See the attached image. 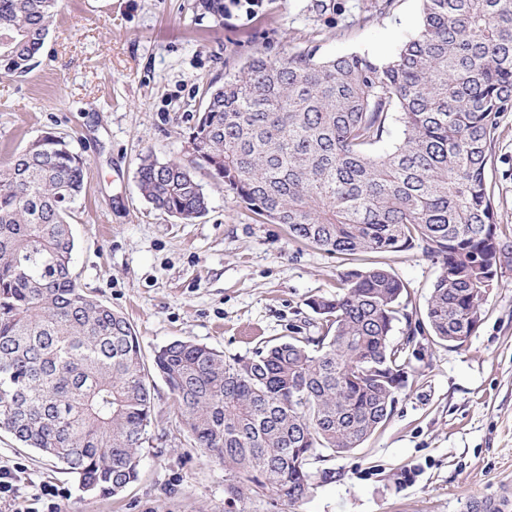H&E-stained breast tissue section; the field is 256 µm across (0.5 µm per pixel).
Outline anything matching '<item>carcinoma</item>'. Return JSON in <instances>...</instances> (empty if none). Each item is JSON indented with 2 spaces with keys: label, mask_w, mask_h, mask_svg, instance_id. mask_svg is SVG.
I'll use <instances>...</instances> for the list:
<instances>
[{
  "label": "carcinoma",
  "mask_w": 512,
  "mask_h": 512,
  "mask_svg": "<svg viewBox=\"0 0 512 512\" xmlns=\"http://www.w3.org/2000/svg\"><path fill=\"white\" fill-rule=\"evenodd\" d=\"M418 31L387 59L307 49L254 54L213 82L189 133L195 163L256 215L336 256L408 250L441 259L425 318L458 344L476 331L512 250L485 170L501 114L512 112V0H421ZM57 0H0V72L25 75ZM196 8L224 19V0ZM402 138L379 151L391 120ZM86 159L45 131L0 162V430L57 459L93 495L140 473L153 376L175 396L196 447L245 484L296 504L311 461L360 447L407 382L411 339L390 342L404 311L384 266L348 269L309 302L319 336L225 359L175 340L145 361L134 327L79 287L71 221ZM138 188L184 223L208 211L185 164L140 158Z\"/></svg>",
  "instance_id": "obj_1"
}]
</instances>
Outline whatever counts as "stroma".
<instances>
[{"instance_id":"35a3bbf8","label":"stroma","mask_w":512,"mask_h":512,"mask_svg":"<svg viewBox=\"0 0 512 512\" xmlns=\"http://www.w3.org/2000/svg\"><path fill=\"white\" fill-rule=\"evenodd\" d=\"M197 0H60L36 67L0 73V160L42 132L67 137L88 160L87 191L72 226L73 273L87 294L124 315L145 356L174 340L249 357L265 341L316 336L312 298L336 291L341 259L291 241L212 178L195 175L207 213L184 224L141 196V155L190 163V129L210 82L255 53L316 49L328 58L394 54L418 28L421 0H394L363 22L371 0H263L250 15L226 0L223 22ZM499 221L512 224V112L501 118L486 170ZM404 284L408 311L424 313L440 264L423 245L385 255ZM412 340L408 384L386 424L350 452L310 465L297 504L244 493L229 501L222 464L196 448L173 395L154 381V420L139 480L121 494L84 493L61 464L0 431V464L20 478L0 512H25L44 490L62 512H469L512 484V264L462 346L433 341L396 321L391 341Z\"/></svg>"}]
</instances>
